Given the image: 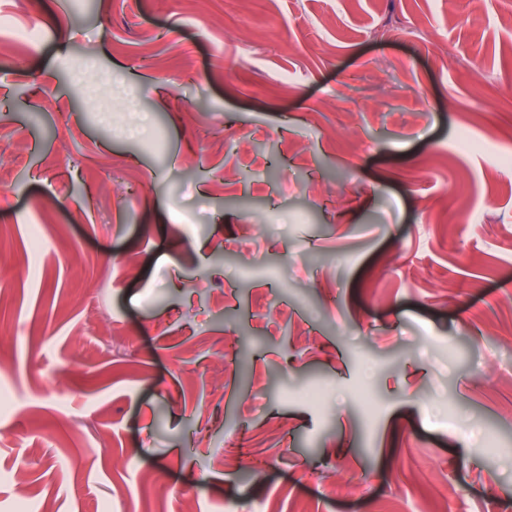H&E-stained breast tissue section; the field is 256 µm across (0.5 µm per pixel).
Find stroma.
Segmentation results:
<instances>
[{"label":"stroma","mask_w":512,"mask_h":512,"mask_svg":"<svg viewBox=\"0 0 512 512\" xmlns=\"http://www.w3.org/2000/svg\"><path fill=\"white\" fill-rule=\"evenodd\" d=\"M0 18V512H512V0Z\"/></svg>","instance_id":"stroma-1"}]
</instances>
